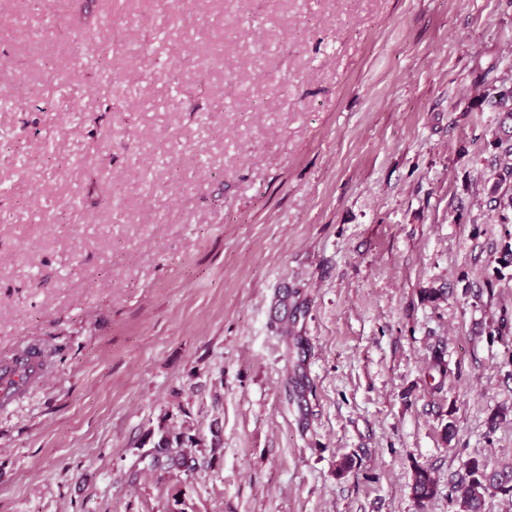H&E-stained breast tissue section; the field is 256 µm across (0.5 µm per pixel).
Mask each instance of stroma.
Returning a JSON list of instances; mask_svg holds the SVG:
<instances>
[{
	"label": "stroma",
	"mask_w": 512,
	"mask_h": 512,
	"mask_svg": "<svg viewBox=\"0 0 512 512\" xmlns=\"http://www.w3.org/2000/svg\"><path fill=\"white\" fill-rule=\"evenodd\" d=\"M84 4L0 0V512H512V0ZM37 348H29L17 354L11 362L0 365V389L3 403L21 394L25 388L40 377L49 358ZM144 441L151 445L145 453L144 458H149V465L152 469H168L173 466L186 465V448L205 447V438L200 434H190L183 430L165 426L158 428L157 433L153 432ZM468 480L462 481L460 497V507L464 512H480L483 491L487 490L484 481L485 465L478 460H473L468 467ZM412 491L418 502L432 498L436 493V483L430 471L422 466L415 468Z\"/></svg>",
	"instance_id": "35a3bbf8"
}]
</instances>
